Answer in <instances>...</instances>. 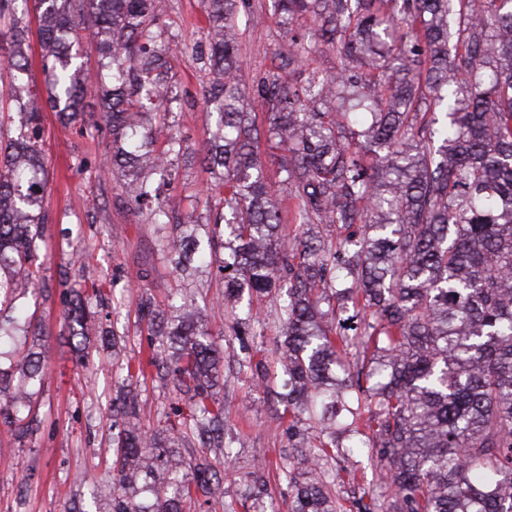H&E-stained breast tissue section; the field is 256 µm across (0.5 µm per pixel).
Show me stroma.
Segmentation results:
<instances>
[{
  "instance_id": "1",
  "label": "stroma",
  "mask_w": 512,
  "mask_h": 512,
  "mask_svg": "<svg viewBox=\"0 0 512 512\" xmlns=\"http://www.w3.org/2000/svg\"><path fill=\"white\" fill-rule=\"evenodd\" d=\"M165 35L171 44L200 42L206 25L201 0H168ZM263 22L243 32L238 58L242 88L251 89L263 73L284 70L289 82H302L304 72L282 69L280 52L286 45L272 0H251ZM175 79L186 94L178 112L166 122L186 138L181 153L171 155V195L198 196V214H206L213 200L200 192L212 182L202 157L213 131L202 103V89L211 74L194 56L178 55ZM41 144L48 172L37 262L40 277L30 297L28 331L17 332L0 351V368L9 369L14 355L42 354L46 377L33 401L41 420L38 431L20 440L0 425V512H67L86 492L87 479L98 481V508L107 512L109 486L105 476L112 465L115 414L112 401L122 391L137 394L148 415L146 429L170 448H197L224 473V493L202 500L188 498L184 512H224L225 505L241 507L253 486L254 472H262L265 497L279 512H288V486L279 472L288 454L291 416L273 395L283 343L273 321L244 325L224 304V281L215 268L200 267L195 275L177 276L165 240L173 225L148 223L127 202L118 173L109 159V139L90 137L79 125H63L51 109H43ZM102 286L105 300L97 306L95 329L86 352H78L64 320L63 298L87 294ZM193 296L200 317L224 352L223 377L216 389L224 404V439L233 445L231 458L212 448H200L192 435L189 410H177L170 380L161 379L148 358L160 352L159 340L139 316L144 299L160 309L180 297ZM254 349L267 370L259 380L245 360ZM351 459L337 455L336 496L344 505L371 499L386 501V492L373 461L365 475L350 481Z\"/></svg>"
}]
</instances>
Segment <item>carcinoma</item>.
I'll return each mask as SVG.
<instances>
[{"label": "carcinoma", "mask_w": 512, "mask_h": 512, "mask_svg": "<svg viewBox=\"0 0 512 512\" xmlns=\"http://www.w3.org/2000/svg\"><path fill=\"white\" fill-rule=\"evenodd\" d=\"M40 20L47 104L90 135L112 139L123 189L151 224H180L176 265L190 261L182 242L200 226L194 200L160 195L168 157L186 138L149 117L177 99L163 43L166 0H0V31L12 70L17 135L0 160V307L33 289L47 170L40 149L42 107L24 92L29 3ZM452 0H273L290 36L281 69L307 62L317 46L344 58L334 74L308 73L296 86L280 74L257 80L253 103L237 79L239 32L257 21L250 0H202L207 64L216 74L202 99L215 117L205 150L224 211L213 220L222 253L224 301L268 297L287 281V298L269 310L248 306L282 329V392L297 420L318 429L292 445L282 474L289 512H345L336 498V426L351 448H367L385 469L391 503L383 512H512V0H458L460 49L448 53ZM309 22L300 34L294 24ZM98 38L99 68L89 79L79 31ZM110 84L102 121L84 119V98ZM268 115L269 139L284 151L289 195L308 224L347 234L282 238L284 199L266 184L249 109ZM436 127L418 124L422 110ZM352 310L336 319V302ZM181 299L169 324L151 301L141 317L162 327L167 349L149 363L173 373L174 388L195 410L202 442L222 445L224 403L213 393L221 359L208 328ZM82 346L92 314L82 301L67 312ZM362 348L347 367L342 354ZM42 355L0 372V423L17 438L39 426L31 387L43 382ZM143 409L123 403L113 448L112 512H182L192 487L222 491L207 463L160 445L141 427Z\"/></svg>", "instance_id": "obj_1"}]
</instances>
